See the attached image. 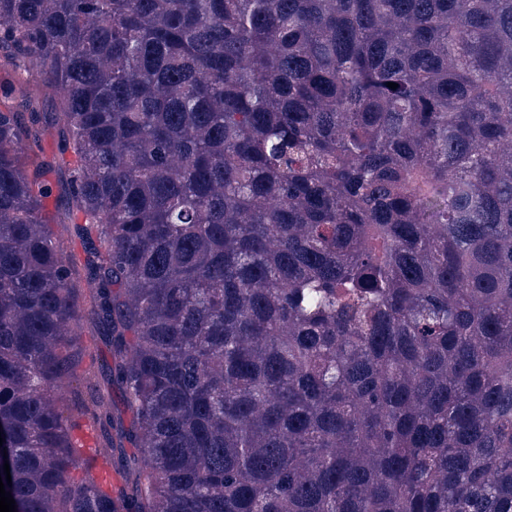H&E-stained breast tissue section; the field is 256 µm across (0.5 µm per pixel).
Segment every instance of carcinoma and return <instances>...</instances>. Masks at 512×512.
<instances>
[{
	"label": "carcinoma",
	"instance_id": "1",
	"mask_svg": "<svg viewBox=\"0 0 512 512\" xmlns=\"http://www.w3.org/2000/svg\"><path fill=\"white\" fill-rule=\"evenodd\" d=\"M2 70L17 512H512V0H0Z\"/></svg>",
	"mask_w": 512,
	"mask_h": 512
}]
</instances>
